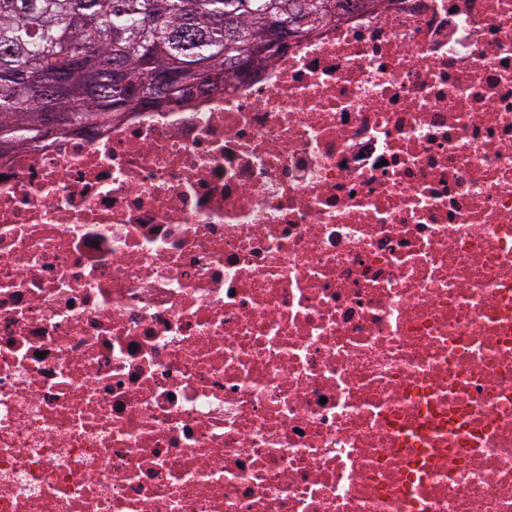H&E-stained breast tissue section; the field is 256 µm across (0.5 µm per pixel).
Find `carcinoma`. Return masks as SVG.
Masks as SVG:
<instances>
[{
  "mask_svg": "<svg viewBox=\"0 0 512 512\" xmlns=\"http://www.w3.org/2000/svg\"><path fill=\"white\" fill-rule=\"evenodd\" d=\"M298 0H0V154L52 133L106 127L154 98L164 112L201 90L224 92L257 42L275 45ZM304 37L333 19L310 0ZM155 73L173 81L158 86Z\"/></svg>",
  "mask_w": 512,
  "mask_h": 512,
  "instance_id": "cac0c4a2",
  "label": "carcinoma"
}]
</instances>
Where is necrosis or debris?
<instances>
[{
	"label": "necrosis or debris",
	"instance_id": "4bbe7bcc",
	"mask_svg": "<svg viewBox=\"0 0 512 512\" xmlns=\"http://www.w3.org/2000/svg\"><path fill=\"white\" fill-rule=\"evenodd\" d=\"M0 512H512V0L0 156Z\"/></svg>",
	"mask_w": 512,
	"mask_h": 512
}]
</instances>
